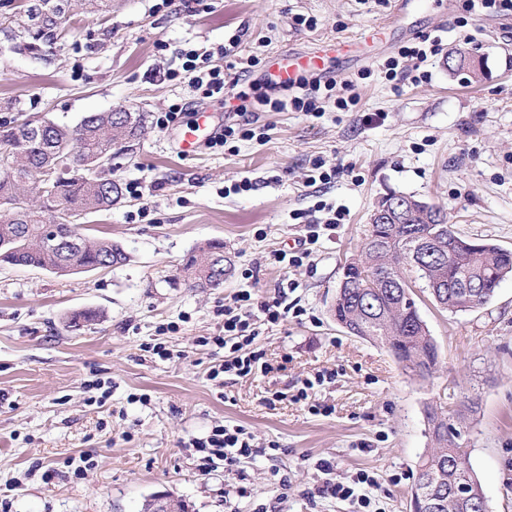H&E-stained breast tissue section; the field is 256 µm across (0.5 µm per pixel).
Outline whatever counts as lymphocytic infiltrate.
<instances>
[{
    "instance_id": "f902f5d3",
    "label": "lymphocytic infiltrate",
    "mask_w": 512,
    "mask_h": 512,
    "mask_svg": "<svg viewBox=\"0 0 512 512\" xmlns=\"http://www.w3.org/2000/svg\"><path fill=\"white\" fill-rule=\"evenodd\" d=\"M241 37L233 35L220 48L227 64L219 68L212 64L210 51L197 49L179 51L184 79L200 98L223 100L225 94H232L238 104L234 112L237 122L229 123L214 137L213 146L225 151L236 149L237 142L261 139L266 135L264 127L252 120L256 112H300L310 118H319L328 112H349L357 104L355 86L351 83L338 84L335 78L319 74L301 75L291 84L276 85L265 78L256 76L259 60L255 56H242ZM442 47L440 36L424 35L414 44L401 47L397 54L384 62L388 79L407 77V61L426 63L437 55ZM300 309L289 303L286 291L268 301L254 302L249 290L235 292L224 305V327L216 336H200L196 345H208L223 349L224 359L211 370L209 378L216 386H223L225 378H244L270 368L263 350L255 345L265 325H277L287 321L289 316H300ZM188 445L198 456V468L203 472L224 469L225 473L235 472L241 459L251 457L259 450L254 435L241 425L224 424L215 426L209 434L189 439ZM316 468L326 479L314 494L319 498H334L354 505V512H384L380 506L381 485L366 470H358L349 479L332 480L335 468L333 461L318 460Z\"/></svg>"
}]
</instances>
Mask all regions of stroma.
Wrapping results in <instances>:
<instances>
[{"label": "stroma", "instance_id": "35a3bbf8", "mask_svg": "<svg viewBox=\"0 0 512 512\" xmlns=\"http://www.w3.org/2000/svg\"><path fill=\"white\" fill-rule=\"evenodd\" d=\"M159 0H112L110 15H75L62 24L53 53L39 60L17 51L0 32V126L47 120L71 129L90 112H140L145 123L128 150L112 161L119 184L140 181L142 196L81 220L85 234L121 243L127 264L60 276L0 264V503L6 512H140L152 494L186 501L189 512H225L223 470L199 471L190 438L230 423L249 429L258 445L277 441L239 468L252 500L281 498L282 512H351L348 502L310 499L324 479L315 463H336V479L373 472L386 512H408L417 463L428 446L423 408L440 404L451 423L468 428L470 465L490 512H512V278L483 307L451 314L423 290L415 299L439 350L426 382L405 374L383 347L348 335L330 315L344 263L365 238L379 201L391 193L417 196L440 208L454 231L512 250V15L468 17L463 0H424L420 11L394 19V0H207L187 15ZM297 14L316 17L296 28ZM449 26L442 52L424 68L427 79L386 80L384 60L413 34ZM242 33L244 54L270 58L306 53L325 42L355 41L358 62L340 67L355 81L350 112L309 119L300 112H261L269 138L239 143L229 154L176 149L159 113L186 105L233 113L199 101L184 80L168 79L181 62L171 50L215 49ZM167 50H160V43ZM472 53L474 80L448 70L450 53ZM383 120H374V113ZM337 168L335 182L307 185L314 158ZM253 190L225 194L232 180ZM326 204L346 216L320 238L313 261L284 268L276 253L305 234L296 214ZM224 243L234 267L220 288H192L181 268L188 253ZM252 269L250 280L241 272ZM295 283L288 298L299 317L263 330L256 341L271 366L216 388L209 379L223 350L195 346L218 335L219 310L243 285L256 301ZM92 310L95 321L70 326ZM164 343L171 359L146 352ZM334 372L317 396L330 416L293 402L302 380ZM111 382L104 406L91 405L92 380ZM287 398L264 403L274 392ZM148 395L138 403V395ZM478 395L477 406L467 398ZM90 455L74 476L68 461ZM54 478L43 479L47 468ZM288 477L277 494L272 469Z\"/></svg>", "mask_w": 512, "mask_h": 512}]
</instances>
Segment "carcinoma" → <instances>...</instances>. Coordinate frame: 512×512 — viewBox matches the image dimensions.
<instances>
[{
	"mask_svg": "<svg viewBox=\"0 0 512 512\" xmlns=\"http://www.w3.org/2000/svg\"><path fill=\"white\" fill-rule=\"evenodd\" d=\"M106 14L112 0H32L25 14L8 20L20 30L15 49L37 59L57 40V31L73 10ZM144 124L140 112H94L72 130L52 122L43 132L23 125L0 130V263L32 266L67 275L124 265L128 253L110 239H90L78 224H44L53 219L76 218L109 210L123 199L122 187L112 181V171L87 162L90 150L109 154L112 147L136 138ZM55 178L39 183L35 196L26 195L27 183L46 169ZM379 207L391 211L385 224L369 225L358 257L343 266V287L337 289L330 312L349 334L386 348L403 369L420 380L432 376L439 349L421 318L414 299L403 288L388 284L415 274L424 288L436 294L443 308L465 312L484 306L500 284L512 276V251L492 243L470 250L459 246L461 236L448 239V221L430 204L404 209L385 198ZM421 232L431 237L432 254L416 265L407 235ZM68 235L77 240L69 250L55 248V240ZM224 243L209 241L195 248L182 267L184 278L195 288L224 284ZM476 287L467 288L465 283ZM462 433L446 422L433 433L432 444L420 456L411 496L422 490L434 503L432 512H478L455 498L452 489L472 477L469 456L462 448Z\"/></svg>",
	"mask_w": 512,
	"mask_h": 512,
	"instance_id": "1",
	"label": "carcinoma"
}]
</instances>
